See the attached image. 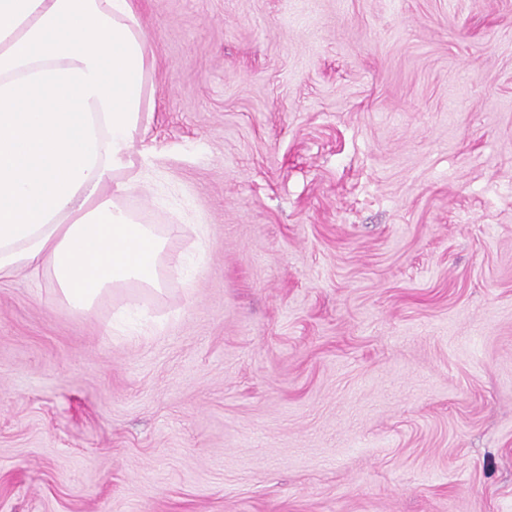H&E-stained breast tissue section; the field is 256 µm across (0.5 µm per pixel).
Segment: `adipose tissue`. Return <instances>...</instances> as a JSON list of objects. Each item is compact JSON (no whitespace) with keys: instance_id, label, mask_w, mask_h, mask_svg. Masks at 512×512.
Segmentation results:
<instances>
[{"instance_id":"obj_1","label":"adipose tissue","mask_w":512,"mask_h":512,"mask_svg":"<svg viewBox=\"0 0 512 512\" xmlns=\"http://www.w3.org/2000/svg\"><path fill=\"white\" fill-rule=\"evenodd\" d=\"M153 57L134 0H0V278L46 279L89 313L112 290L156 292L170 235L122 206L152 122Z\"/></svg>"}]
</instances>
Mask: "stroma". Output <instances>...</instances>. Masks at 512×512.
Returning <instances> with one entry per match:
<instances>
[{
	"instance_id": "stroma-1",
	"label": "stroma",
	"mask_w": 512,
	"mask_h": 512,
	"mask_svg": "<svg viewBox=\"0 0 512 512\" xmlns=\"http://www.w3.org/2000/svg\"><path fill=\"white\" fill-rule=\"evenodd\" d=\"M136 4L201 271L0 282V512H512V0Z\"/></svg>"
}]
</instances>
